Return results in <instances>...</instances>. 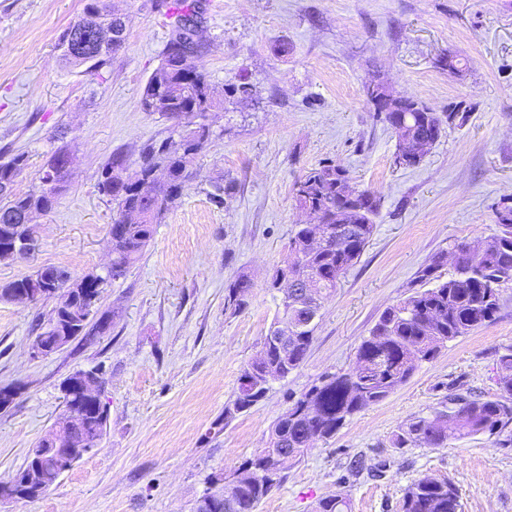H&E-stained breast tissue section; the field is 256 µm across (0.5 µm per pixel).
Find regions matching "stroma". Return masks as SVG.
<instances>
[{
	"label": "stroma",
	"instance_id": "1",
	"mask_svg": "<svg viewBox=\"0 0 512 512\" xmlns=\"http://www.w3.org/2000/svg\"><path fill=\"white\" fill-rule=\"evenodd\" d=\"M199 62L216 95L246 78L254 100L211 112L214 136L197 176L154 226L124 279L107 285L103 334L32 359L39 319L53 300L0 298V387L21 394L0 411V481L9 480L63 407L72 371L103 374L108 420L95 449L33 501L0 512H195L213 479L266 447L291 397L326 373L345 372L381 313L419 289L439 253L497 229L495 207L512 196V0H194ZM85 0H0V156L23 152L14 190L27 192L52 152L68 148L67 190L37 216L40 246L0 260V284L43 266L79 277L110 260L116 208L98 191L114 153L136 162L174 122L144 111L174 20L157 0H112L127 16L126 48L103 76L64 68L58 37ZM459 60L451 73L443 58ZM385 80L436 112L464 101L421 162L394 163L397 136L377 117L367 86ZM343 165L375 193V230L356 264L325 297L301 366L271 383L246 412L225 420L239 377L260 351L281 295L269 283L288 256L299 210L293 189L319 163ZM233 181L223 205L213 186ZM248 275L246 305L224 307ZM512 348V284L493 321L448 342L383 401L317 440L282 474L257 512H315L344 494L350 512H402L405 489L430 476L460 491V512H512V426L441 448H397L398 427L448 404L449 394L494 398L499 357Z\"/></svg>",
	"mask_w": 512,
	"mask_h": 512
}]
</instances>
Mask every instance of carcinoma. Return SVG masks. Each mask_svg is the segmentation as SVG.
<instances>
[{
	"label": "carcinoma",
	"mask_w": 512,
	"mask_h": 512,
	"mask_svg": "<svg viewBox=\"0 0 512 512\" xmlns=\"http://www.w3.org/2000/svg\"><path fill=\"white\" fill-rule=\"evenodd\" d=\"M100 0H86L83 16L69 25L60 35L75 28H86L101 19ZM162 5L177 15L178 21H189L194 6L187 0H164ZM127 36L112 39L101 53L93 49L89 56L62 53L65 67L82 74L102 75L110 67L112 58L123 51ZM253 97V87L243 79L224 86V100H215L207 73L195 57L171 52L166 47L163 59L149 77L142 93L141 105L146 112H158L176 121L172 135L148 144L135 169H130L121 154H115L102 169L98 181L99 192L117 205V215L110 225L112 239V269L126 276L139 259L154 232V224L169 205L178 199L187 183L195 176L193 164L213 135L211 128L198 122L200 111L223 107L224 102L247 100ZM400 112H385L383 120L395 116L405 125L397 130L399 141L442 133L445 125L457 119H466L470 107L459 102L446 112H434L416 100L397 97ZM65 149L54 151L39 171L38 185L26 193H16L13 186L17 176L27 167L28 157L18 153L0 163V225L26 224L28 214L52 210L57 197L65 190L68 177L64 172ZM357 191L347 170L336 163L324 162L311 169L303 180L295 184V201L299 208H310L320 213L321 223L308 227L297 225L289 243L288 263L277 269L270 287L278 279L291 277L307 281L320 295L336 288V275L361 257L374 231L378 206H369L357 213L346 211L345 191ZM498 230L495 234L475 239L458 248L460 252L456 273L446 281L435 276L440 263L432 260L418 271L419 282L432 287L418 290L386 308L378 322L364 337L357 350L354 367L344 373L321 376L274 423L268 446L245 461L235 472L237 481L208 493L212 500L224 501L223 512H256L260 502L271 492L280 474L288 469L310 448L309 436L318 434L329 438L346 419L366 407L379 403L397 391L410 378L419 363L435 358L445 344L493 320L500 307L502 287L512 283V203L495 209ZM348 222L354 225L355 241L349 250L337 248L336 226ZM56 267L10 281L0 287V295L17 288H52L47 276ZM252 283L242 274L228 288L226 307L239 312ZM306 310L291 302L281 301L280 316L276 322L293 332L306 320ZM64 310L55 307L37 337L54 349L58 338L67 331ZM316 325L297 333V339L288 350V366L281 364L275 348L264 342L261 353L267 358L260 367L270 370L272 379L285 378L305 360L313 343ZM502 394L491 398L448 396V410L432 417H416L405 423L394 438V447L404 448L421 443L442 447L451 441L478 434H499L512 425V350L499 357ZM248 365L241 373L239 386L232 404L224 409V417L249 410L261 400L269 386L263 377L252 372L258 367ZM71 403L82 414L81 434L87 437L103 435L106 423L92 404L73 392ZM62 448H50L39 441L28 458L27 465L39 463L42 480L28 498L43 494L58 479L57 463ZM264 464L273 466L275 481H257L254 470ZM348 498L338 494L318 501L316 512H349ZM458 489L445 480L424 477L412 482L405 490L403 512H459Z\"/></svg>",
	"instance_id": "1"
}]
</instances>
